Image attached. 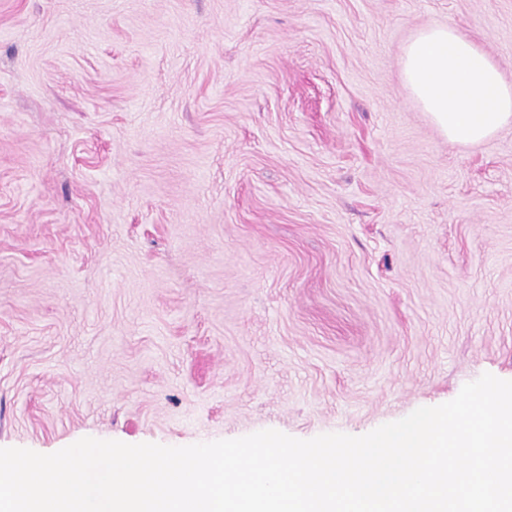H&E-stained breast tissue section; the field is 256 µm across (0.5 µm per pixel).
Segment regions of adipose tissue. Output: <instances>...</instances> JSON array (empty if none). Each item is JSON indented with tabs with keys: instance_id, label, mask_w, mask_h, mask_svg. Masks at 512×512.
Wrapping results in <instances>:
<instances>
[{
	"instance_id": "adipose-tissue-1",
	"label": "adipose tissue",
	"mask_w": 512,
	"mask_h": 512,
	"mask_svg": "<svg viewBox=\"0 0 512 512\" xmlns=\"http://www.w3.org/2000/svg\"><path fill=\"white\" fill-rule=\"evenodd\" d=\"M404 82L452 142L486 140L512 124V84L474 41L450 23L428 22L403 54Z\"/></svg>"
}]
</instances>
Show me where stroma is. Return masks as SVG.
<instances>
[{
	"instance_id": "35a3bbf8",
	"label": "stroma",
	"mask_w": 512,
	"mask_h": 512,
	"mask_svg": "<svg viewBox=\"0 0 512 512\" xmlns=\"http://www.w3.org/2000/svg\"><path fill=\"white\" fill-rule=\"evenodd\" d=\"M512 82V0H0V448L363 435L512 378V125L448 142L402 48Z\"/></svg>"
}]
</instances>
